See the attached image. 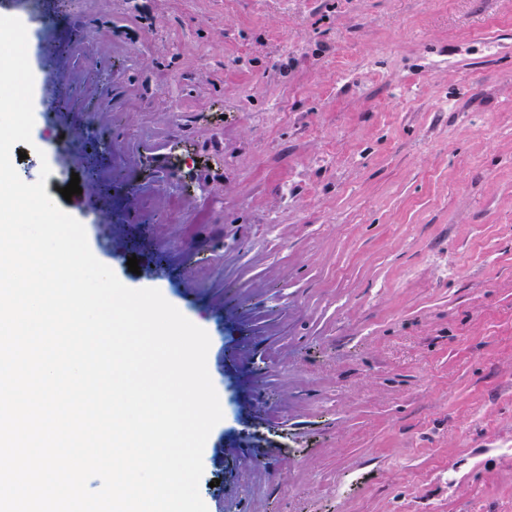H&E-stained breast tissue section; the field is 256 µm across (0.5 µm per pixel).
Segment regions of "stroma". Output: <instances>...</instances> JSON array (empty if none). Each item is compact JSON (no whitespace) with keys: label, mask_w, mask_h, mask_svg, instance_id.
<instances>
[{"label":"stroma","mask_w":512,"mask_h":512,"mask_svg":"<svg viewBox=\"0 0 512 512\" xmlns=\"http://www.w3.org/2000/svg\"><path fill=\"white\" fill-rule=\"evenodd\" d=\"M0 12L20 178L210 338L207 512H512V0Z\"/></svg>","instance_id":"stroma-1"}]
</instances>
